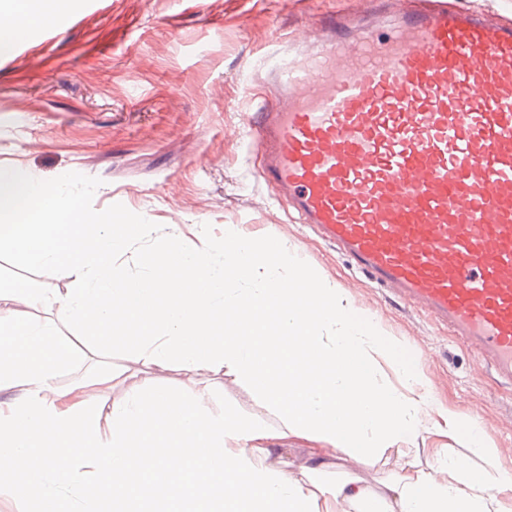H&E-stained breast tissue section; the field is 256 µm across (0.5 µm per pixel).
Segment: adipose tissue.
Returning <instances> with one entry per match:
<instances>
[{"mask_svg":"<svg viewBox=\"0 0 512 512\" xmlns=\"http://www.w3.org/2000/svg\"><path fill=\"white\" fill-rule=\"evenodd\" d=\"M75 5L0 0L14 18L0 25V53ZM79 199L69 178L47 183L0 167V252L45 277H73L61 293L0 282V300L17 307L0 323V392L26 389L22 403L0 409V477L33 512H74L66 502L73 490L101 501V512H507L499 495L512 490V472L494 466L498 448L487 434L455 416L448 430L465 435L468 448L444 459L448 481L415 460L378 491L353 481L314 489L268 467L272 433L229 409L212 414L206 375L227 370L250 384L287 433L315 442L319 471L416 441L431 402L417 361L400 358L396 338L335 285L305 271L285 287V247L232 226L221 259L173 231L142 252L147 276H127L120 259L149 225L87 211ZM37 307L52 317H32ZM61 323L155 368L178 366L198 387L188 397L139 388L110 406V433L101 436L94 394L116 374L100 362L59 389L57 376L83 359L59 336ZM388 366L405 389L384 379Z\"/></svg>","mask_w":512,"mask_h":512,"instance_id":"ef3b65f1","label":"adipose tissue"}]
</instances>
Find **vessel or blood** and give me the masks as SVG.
Segmentation results:
<instances>
[{
  "instance_id": "b4317fda",
  "label": "vessel or blood",
  "mask_w": 512,
  "mask_h": 512,
  "mask_svg": "<svg viewBox=\"0 0 512 512\" xmlns=\"http://www.w3.org/2000/svg\"><path fill=\"white\" fill-rule=\"evenodd\" d=\"M387 34L322 22L261 59L246 135L303 224L512 386V24L369 0Z\"/></svg>"
}]
</instances>
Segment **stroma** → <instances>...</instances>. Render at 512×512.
Segmentation results:
<instances>
[{"label": "stroma", "mask_w": 512, "mask_h": 512, "mask_svg": "<svg viewBox=\"0 0 512 512\" xmlns=\"http://www.w3.org/2000/svg\"><path fill=\"white\" fill-rule=\"evenodd\" d=\"M347 6L348 0H77L70 15L0 55V167L46 182L69 176L87 209L153 225L146 247L174 224L215 255L228 224L248 238L282 244L418 359L432 397L415 442L423 469L464 450V437L449 433L443 419L449 412L484 428L499 449L495 465L512 471V389L297 223L260 182V160L248 151L251 105L242 83L256 77L268 36L293 40ZM110 360L121 376L98 394L107 407L146 382L182 394L195 388L181 370H157L123 350H113ZM212 383L213 413L228 408L280 431V415L249 385L228 373ZM279 445L282 454L268 466L306 480L311 441L291 435ZM403 461L393 446L374 463L333 467L320 480L355 478L374 490Z\"/></svg>", "instance_id": "1"}]
</instances>
